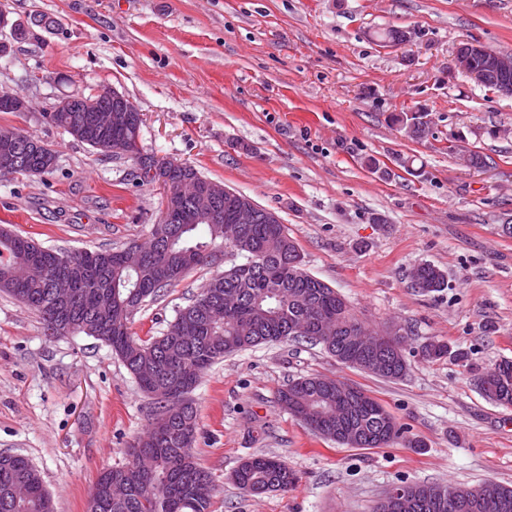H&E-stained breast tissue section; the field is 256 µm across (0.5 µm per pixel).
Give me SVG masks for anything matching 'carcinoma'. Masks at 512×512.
<instances>
[{"instance_id": "carcinoma-1", "label": "carcinoma", "mask_w": 512, "mask_h": 512, "mask_svg": "<svg viewBox=\"0 0 512 512\" xmlns=\"http://www.w3.org/2000/svg\"><path fill=\"white\" fill-rule=\"evenodd\" d=\"M416 36L413 31L382 29L374 32L376 41L400 45ZM485 86L505 95L512 94V75L496 73L486 76ZM51 124L100 150L112 151V142H120L139 165L153 160L142 154L136 139L143 123L142 113H131L123 128L94 126L79 122L77 112H48ZM397 121L407 136L422 139L429 135V123L417 112L399 116ZM12 173H34L45 168L54 151L38 137L20 134L6 149ZM224 222L221 224H169L168 259L179 267L180 275L188 269L181 266L182 256L192 252L203 263L214 259L224 246V226L232 223L236 198L217 199ZM237 254L245 262L233 264L223 274L213 278L190 304L183 308L169 325L166 333L150 341L135 338L129 331L132 302L145 296L153 297L166 284L150 277L151 257L144 260L143 275L122 265V251L103 248L75 253L79 259L94 257L95 264L87 275L76 281L75 300L64 313H54V300L48 277L36 273L25 280H15L11 271L28 263L30 249L36 243L4 228L0 229V292L7 293L37 313L46 331H51L48 316L56 314L58 322L99 331L102 341L112 347L143 393L149 395L162 383H178L183 372L190 370L194 384L224 356L260 344L310 339L317 335L316 325L322 319L336 323V334L328 337L329 354L353 353L348 342L352 332L363 327L361 319L334 288L302 269V259L286 227L269 222L268 211L255 210L252 223L243 225ZM413 287L421 293L439 290L445 284L442 271L431 264H422L413 272ZM194 340L176 345L169 337L181 332ZM448 355V344L433 340L424 347L428 360ZM409 365L405 355L388 356L383 378H403ZM487 383L499 388L497 403L512 405V361H503L495 372L486 374ZM334 381H322L320 376L300 377L290 381L278 393L281 407L292 416L303 411L311 431L336 440V392L330 390ZM344 428L357 439L359 448H378L403 442L410 448L422 447L419 440L406 438L405 428L378 403L368 396L345 407L341 416ZM178 425L167 433L152 426L128 449L129 461L124 482L128 487L123 499L115 501L112 494H103L105 473H100L90 498L101 502L99 512H210L215 487L210 475L199 464L190 468L180 462ZM16 480H26L32 487L30 498L19 505L7 496V487ZM296 476L288 465L268 455H254L241 466L236 485L243 491L276 485L282 492L291 490ZM41 476L33 464L21 455H0V512H45ZM376 512H476L462 502L455 506L438 503L425 496L409 505L379 502Z\"/></svg>"}]
</instances>
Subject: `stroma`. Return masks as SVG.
Here are the masks:
<instances>
[{
    "label": "stroma",
    "mask_w": 512,
    "mask_h": 512,
    "mask_svg": "<svg viewBox=\"0 0 512 512\" xmlns=\"http://www.w3.org/2000/svg\"><path fill=\"white\" fill-rule=\"evenodd\" d=\"M11 22L56 25L15 41L0 28V92L29 111L0 112L47 143L52 172L0 177V226L69 252L148 241L164 190L134 162L47 122L63 96L109 87L143 115L140 146L177 159L275 212L302 267L342 294L372 330L410 332L409 370L386 380L321 346L288 341L224 357L192 393L195 457L216 486L211 512H374L401 483L494 481L512 487V407L477 379L512 361V96L457 71L460 46L512 55V0H0ZM417 30L379 46L380 28ZM424 111L431 133L408 137L397 115ZM477 151L489 165L467 167ZM431 264L445 286L420 293ZM223 258L191 270L130 319L162 335ZM448 344L428 361L423 346ZM336 378L377 400L419 448H357L285 412L289 380ZM150 400L105 343L52 338L39 316L0 293V455L40 472L55 512H86L100 472L128 462ZM293 469V490L249 495L232 479L250 456ZM413 276V287L421 293L438 291L445 284L443 272L431 264L417 266L411 279Z\"/></svg>",
    "instance_id": "stroma-1"
}]
</instances>
